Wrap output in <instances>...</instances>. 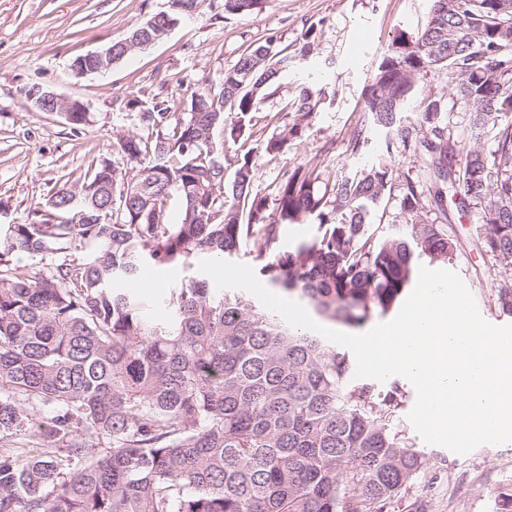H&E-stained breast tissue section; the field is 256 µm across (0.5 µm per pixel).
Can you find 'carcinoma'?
<instances>
[{
    "mask_svg": "<svg viewBox=\"0 0 512 512\" xmlns=\"http://www.w3.org/2000/svg\"><path fill=\"white\" fill-rule=\"evenodd\" d=\"M204 0H173L134 26L141 44L165 39ZM262 0H223L238 15ZM250 45L218 85H204L173 122L168 101L132 99L139 131L71 175L26 218L0 231V512H389L424 469L398 419V387L354 378L352 352L294 328L243 290L184 276L158 296L131 285L145 264L183 270L246 250L258 275L320 318L356 328L398 311L417 264L445 267L459 239L449 213L477 211V247L503 274L498 303L512 313V0H431L417 35L380 54L346 152L368 168L331 179L300 164L276 185V212L252 191L251 152L224 187L225 113L244 131L258 93L308 56ZM447 79L471 127L494 149L461 154L441 100L403 109L420 75ZM328 93L300 89L292 125L269 155L301 134ZM409 153L427 180L393 174ZM229 192L230 198L224 197ZM398 219L384 223L383 201ZM313 224L292 248L286 227ZM58 258L43 275L13 265ZM49 416L35 424V406Z\"/></svg>",
    "mask_w": 512,
    "mask_h": 512,
    "instance_id": "carcinoma-1",
    "label": "carcinoma"
}]
</instances>
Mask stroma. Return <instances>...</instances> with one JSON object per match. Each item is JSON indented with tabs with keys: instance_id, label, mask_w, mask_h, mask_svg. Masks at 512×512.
Returning <instances> with one entry per match:
<instances>
[{
	"instance_id": "stroma-1",
	"label": "stroma",
	"mask_w": 512,
	"mask_h": 512,
	"mask_svg": "<svg viewBox=\"0 0 512 512\" xmlns=\"http://www.w3.org/2000/svg\"><path fill=\"white\" fill-rule=\"evenodd\" d=\"M220 3L205 0L196 19L177 24L165 40L108 72L77 75L70 68L76 56L127 37L134 24L164 10L166 0H0V224L21 221L70 172L111 150L115 132L136 130L130 99L155 95L182 114L183 99L202 83H218L248 45L271 37L277 47H289L309 28L313 52L262 89L251 114L257 135L226 141L224 165L234 169L237 157L252 150L258 164L253 190L270 198L297 165L336 176L373 160L383 132H373L358 159L346 153L348 133L363 112L364 89L382 48L397 37H414L430 0H263L254 13L218 21ZM31 83L84 101L88 124L75 130L60 115L38 111L19 93ZM305 86L335 93L334 104L322 106L282 152L268 155L264 140L292 123L289 103ZM451 269L487 322L512 324V314L497 303L499 271L475 246L465 241ZM416 446L424 472L390 512H493L495 493L512 486V442L484 444L466 457L421 440Z\"/></svg>"
}]
</instances>
